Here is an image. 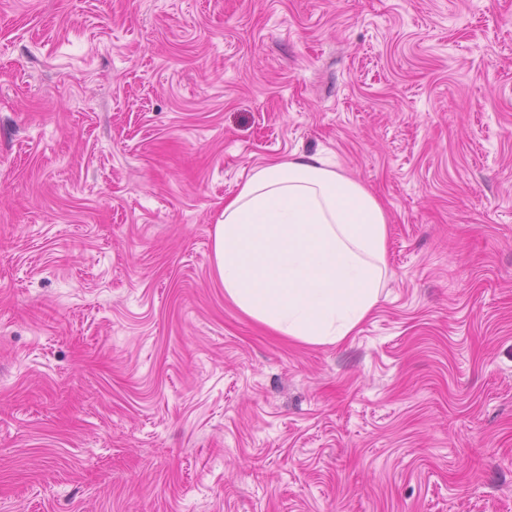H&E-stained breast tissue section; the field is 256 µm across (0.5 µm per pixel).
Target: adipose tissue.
<instances>
[{"mask_svg": "<svg viewBox=\"0 0 512 512\" xmlns=\"http://www.w3.org/2000/svg\"><path fill=\"white\" fill-rule=\"evenodd\" d=\"M387 224L374 195L318 157L274 161L225 201L213 273L253 321L300 344L335 345L379 301Z\"/></svg>", "mask_w": 512, "mask_h": 512, "instance_id": "ef3b65f1", "label": "adipose tissue"}]
</instances>
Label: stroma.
<instances>
[{"label": "stroma", "mask_w": 512, "mask_h": 512, "mask_svg": "<svg viewBox=\"0 0 512 512\" xmlns=\"http://www.w3.org/2000/svg\"><path fill=\"white\" fill-rule=\"evenodd\" d=\"M295 154L388 218L337 345L213 275ZM0 512H512V0H0Z\"/></svg>", "instance_id": "stroma-1"}]
</instances>
